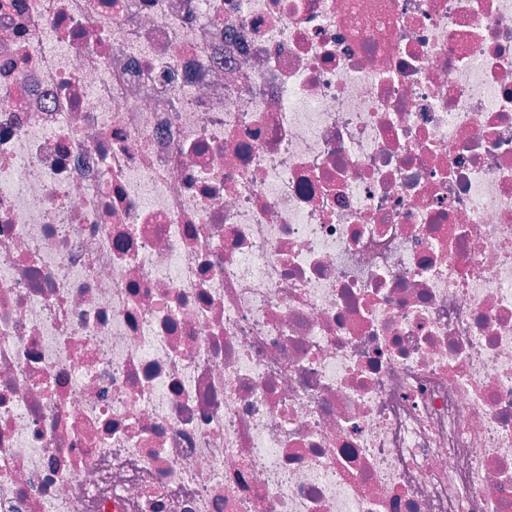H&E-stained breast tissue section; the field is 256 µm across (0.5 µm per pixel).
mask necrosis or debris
Here are the masks:
<instances>
[{
  "label": "necrosis or debris",
  "instance_id": "4bbe7bcc",
  "mask_svg": "<svg viewBox=\"0 0 512 512\" xmlns=\"http://www.w3.org/2000/svg\"><path fill=\"white\" fill-rule=\"evenodd\" d=\"M0 512H512V0H0Z\"/></svg>",
  "mask_w": 512,
  "mask_h": 512
}]
</instances>
